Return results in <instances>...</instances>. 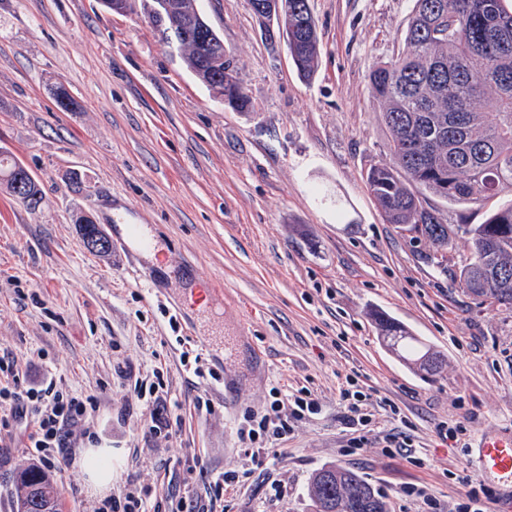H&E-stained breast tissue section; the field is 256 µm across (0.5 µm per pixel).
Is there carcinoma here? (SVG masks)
Returning <instances> with one entry per match:
<instances>
[{
  "instance_id": "carcinoma-1",
  "label": "carcinoma",
  "mask_w": 512,
  "mask_h": 512,
  "mask_svg": "<svg viewBox=\"0 0 512 512\" xmlns=\"http://www.w3.org/2000/svg\"><path fill=\"white\" fill-rule=\"evenodd\" d=\"M148 12L161 35L176 43L189 71L210 91L250 108L249 96L224 73V57L201 63L196 40L183 36L180 20L197 16L194 0H152ZM288 32L298 73L313 75L319 36L309 0H281V13L258 16ZM372 97L389 133L391 163L370 169L371 195L390 224H420L422 236L441 249L462 233L471 248L460 272L463 290L481 301L512 306V203L482 224L445 223L415 191L419 186L450 203H479L512 193V0H414L404 48L370 73ZM15 161L0 153V180L31 209L39 207L37 180L13 186ZM375 321L405 363L427 369L431 349L391 317ZM17 512H61L51 469L32 464L17 471ZM316 512H388L382 497L355 472L318 470L310 482Z\"/></svg>"
}]
</instances>
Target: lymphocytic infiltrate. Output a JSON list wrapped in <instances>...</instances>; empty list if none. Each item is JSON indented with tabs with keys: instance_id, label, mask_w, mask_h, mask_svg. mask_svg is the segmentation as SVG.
Masks as SVG:
<instances>
[{
	"instance_id": "obj_1",
	"label": "lymphocytic infiltrate",
	"mask_w": 512,
	"mask_h": 512,
	"mask_svg": "<svg viewBox=\"0 0 512 512\" xmlns=\"http://www.w3.org/2000/svg\"><path fill=\"white\" fill-rule=\"evenodd\" d=\"M98 405L96 395L65 391L53 376L29 377L19 372L14 361L0 358V432L24 437L27 448L48 468L68 464L74 428ZM317 411V401L304 392L294 398L292 407L277 398L268 413H244L237 435L245 455H271L272 442L288 433L290 419Z\"/></svg>"
}]
</instances>
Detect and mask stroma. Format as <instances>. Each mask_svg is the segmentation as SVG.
<instances>
[{
	"label": "stroma",
	"instance_id": "obj_1",
	"mask_svg": "<svg viewBox=\"0 0 512 512\" xmlns=\"http://www.w3.org/2000/svg\"><path fill=\"white\" fill-rule=\"evenodd\" d=\"M224 41L252 107L224 104L186 67L144 13L101 0H0V151L27 166L43 199L29 210L0 187V358L50 372L63 389L99 398L86 429L112 451L100 494L77 462L55 470L64 512L147 488L162 512L204 497L225 472L240 483L231 512H313L314 472L341 466L384 495L390 512H426L409 485L449 512L476 480L470 447L490 427L512 431V308L479 304L459 282L465 237L441 251L386 223L366 175L390 163L369 74L403 46L413 0H309L320 38L310 79L285 40L270 39L249 0H197ZM76 102L61 108L57 90ZM84 183L71 188L69 172ZM449 224H481L512 202L502 193L452 204L426 194ZM149 225L184 280L147 290L146 260L120 246L89 252L75 224L100 227L112 208ZM384 313L440 353L427 373L388 350ZM195 357L197 366L186 365ZM162 377L179 437L148 431L152 407L135 382ZM372 392L369 442L342 422L347 384ZM311 392L315 415L294 418L263 464L236 434L265 413L272 388ZM211 399L199 413L197 397ZM463 422L457 442L440 423ZM409 439L414 456L390 449ZM191 449L195 470L173 464ZM24 441H0V512L12 476L35 462Z\"/></svg>",
	"mask_w": 512,
	"mask_h": 512
}]
</instances>
